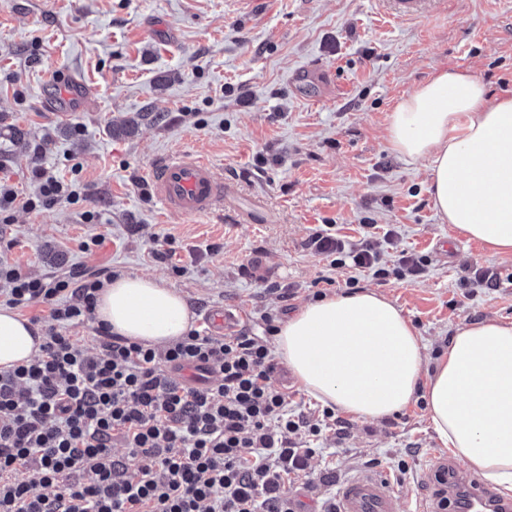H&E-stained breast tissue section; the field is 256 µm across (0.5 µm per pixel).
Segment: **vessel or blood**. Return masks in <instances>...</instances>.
<instances>
[{
  "instance_id": "obj_1",
  "label": "vessel or blood",
  "mask_w": 512,
  "mask_h": 512,
  "mask_svg": "<svg viewBox=\"0 0 512 512\" xmlns=\"http://www.w3.org/2000/svg\"><path fill=\"white\" fill-rule=\"evenodd\" d=\"M86 100L81 81L68 79L47 107L57 118L68 119ZM153 193L173 215L199 216L223 202L231 187L203 158L184 154L156 161L150 172ZM454 483L452 499L459 512H512V501L500 499L474 476L449 466ZM398 488L386 477L363 473L348 480L337 495V512H401Z\"/></svg>"
}]
</instances>
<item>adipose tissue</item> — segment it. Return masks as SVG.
Wrapping results in <instances>:
<instances>
[{
	"instance_id": "adipose-tissue-1",
	"label": "adipose tissue",
	"mask_w": 512,
	"mask_h": 512,
	"mask_svg": "<svg viewBox=\"0 0 512 512\" xmlns=\"http://www.w3.org/2000/svg\"><path fill=\"white\" fill-rule=\"evenodd\" d=\"M386 140L402 158L429 161L442 221L492 253H512V97L489 100L474 76L440 71L394 106ZM193 318L150 275L113 278L95 308L111 333L147 345L185 336ZM42 342L29 320L0 306V371L28 364ZM274 344L310 396L356 419L382 420L422 394L443 447L512 496V322L457 327L428 376L411 322L372 290L308 303L280 324Z\"/></svg>"
}]
</instances>
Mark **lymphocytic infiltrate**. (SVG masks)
Here are the masks:
<instances>
[{"label":"lymphocytic infiltrate","mask_w":512,"mask_h":512,"mask_svg":"<svg viewBox=\"0 0 512 512\" xmlns=\"http://www.w3.org/2000/svg\"><path fill=\"white\" fill-rule=\"evenodd\" d=\"M35 196L19 199L0 181V212L73 197L72 183L37 165ZM316 253L373 268L371 240L348 247L328 232L313 234ZM102 275L33 277L0 262L6 305L39 306L52 322L40 354L0 372V512H290L289 484L306 479L315 451L298 446L336 426L290 413L276 388L277 364L264 335L214 336L190 330L152 347L97 326L94 349L62 334L93 320ZM190 370L196 383L177 381ZM121 441L124 456L112 453ZM34 469L37 485L20 480Z\"/></svg>","instance_id":"1"}]
</instances>
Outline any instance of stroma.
<instances>
[{
  "mask_svg": "<svg viewBox=\"0 0 512 512\" xmlns=\"http://www.w3.org/2000/svg\"><path fill=\"white\" fill-rule=\"evenodd\" d=\"M444 69L512 96V0H442L410 18L387 0H0V172L33 195L40 151L78 191L9 211L0 260L33 276L158 275L189 304L194 329L221 307L228 332L259 336L264 313L372 290L401 309L436 364L457 326L512 322V254L442 223L427 161L399 157L384 137L395 104ZM51 70L92 89L65 123L45 108ZM186 153L232 183L223 207L176 216L142 191L153 162ZM369 224L386 278L336 268L309 244L327 226L357 244ZM100 233L102 245L82 249ZM170 247L171 262L154 258ZM405 252L425 259L420 278L394 276ZM480 271L497 288L478 285ZM343 426L317 442L329 459L309 461L308 512L362 472L398 479L407 505L443 501L438 461L449 452L422 396Z\"/></svg>",
  "mask_w": 512,
  "mask_h": 512,
  "instance_id": "1",
  "label": "stroma"
}]
</instances>
